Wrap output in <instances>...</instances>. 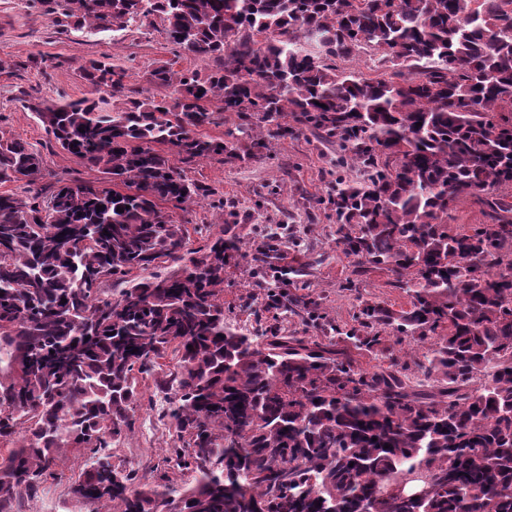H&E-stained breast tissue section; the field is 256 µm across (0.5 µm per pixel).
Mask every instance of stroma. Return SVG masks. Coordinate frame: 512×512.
<instances>
[{
  "instance_id": "obj_1",
  "label": "stroma",
  "mask_w": 512,
  "mask_h": 512,
  "mask_svg": "<svg viewBox=\"0 0 512 512\" xmlns=\"http://www.w3.org/2000/svg\"><path fill=\"white\" fill-rule=\"evenodd\" d=\"M110 58L125 69L133 90L170 96L171 88L155 84L153 70L165 66L176 73H206L209 59L185 54L170 44L159 19L129 23L118 36L93 35L47 5L30 0H0V134L25 141L41 154L43 179L34 186L39 203H46L56 180L92 181L96 171L61 150L27 107L28 97L55 103L89 95L91 88L80 70L91 59ZM336 146L303 132L275 145L272 152L246 162H227L216 156L186 167L187 176L207 187L208 194L177 211L178 223L187 225L190 248L205 253L224 224H234L249 251L265 247L268 261L251 270L240 268L224 282V313L243 327L254 324L248 308L256 304L258 282H275V268H283L292 294L308 295L319 305L320 319L281 314L285 332L320 338L324 323L350 327L359 301L371 300L392 309L408 308L406 294L392 286L384 269L368 268L354 274L336 245V222L323 205L336 179ZM389 352L372 356L359 352L353 367L359 371L379 364L408 366L417 378L413 361L422 359L430 342L409 336H390ZM141 401L136 407L130 436L112 450L113 463L138 465L156 482L181 486L192 481L190 471L169 468L163 461L176 442L175 426L164 417L163 393L155 374L137 378ZM85 464L84 456L68 455L56 479L44 484L35 512H91L89 504L71 499L68 487Z\"/></svg>"
}]
</instances>
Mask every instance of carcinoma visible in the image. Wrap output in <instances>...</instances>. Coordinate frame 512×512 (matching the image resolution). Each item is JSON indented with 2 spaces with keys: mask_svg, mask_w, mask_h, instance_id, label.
Returning a JSON list of instances; mask_svg holds the SVG:
<instances>
[{
  "mask_svg": "<svg viewBox=\"0 0 512 512\" xmlns=\"http://www.w3.org/2000/svg\"><path fill=\"white\" fill-rule=\"evenodd\" d=\"M59 6L92 34L158 17L213 69L159 67L172 97L114 110L126 71L92 59V96L29 106L102 178L56 186L45 207L0 192V512H31L69 453L87 456L71 498L95 512H512V0ZM363 56L372 73L346 67ZM219 112L250 145L201 133ZM303 131L351 172L329 197L336 245L409 297L400 311L363 301L324 341L237 329L224 276L251 257L235 226L198 256L165 214L207 192L181 165L250 160ZM43 176L39 153L0 136V185ZM470 197L489 223L450 232V205ZM264 297L267 312L316 315L277 285ZM387 329L433 340L424 382L354 369L351 350L384 351ZM170 352L159 385L179 445L165 463L196 473L180 487L112 463L136 372Z\"/></svg>",
  "mask_w": 512,
  "mask_h": 512,
  "instance_id": "obj_1",
  "label": "carcinoma"
}]
</instances>
